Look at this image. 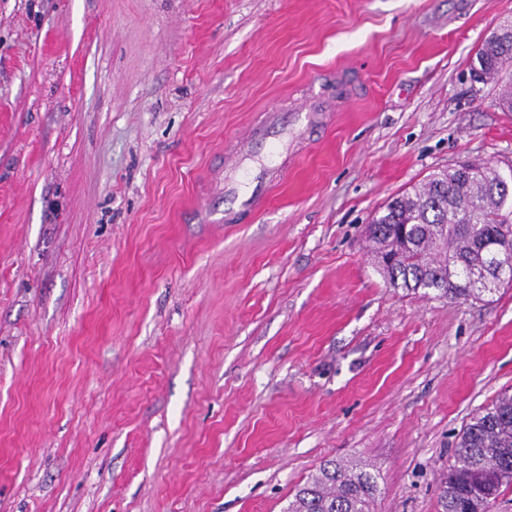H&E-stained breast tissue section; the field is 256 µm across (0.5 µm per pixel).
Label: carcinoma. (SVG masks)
Masks as SVG:
<instances>
[{"instance_id": "cac0c4a2", "label": "carcinoma", "mask_w": 512, "mask_h": 512, "mask_svg": "<svg viewBox=\"0 0 512 512\" xmlns=\"http://www.w3.org/2000/svg\"><path fill=\"white\" fill-rule=\"evenodd\" d=\"M483 81L512 66V20L482 44ZM380 272L396 286L434 289L450 301L479 300L495 289L472 276L484 271L512 286V168L489 163L439 170L383 207L366 228ZM380 469L328 460L296 491L287 512H371ZM512 485V394L503 393L467 423L441 487L440 512H490Z\"/></svg>"}]
</instances>
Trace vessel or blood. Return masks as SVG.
I'll return each instance as SVG.
<instances>
[{"mask_svg": "<svg viewBox=\"0 0 512 512\" xmlns=\"http://www.w3.org/2000/svg\"><path fill=\"white\" fill-rule=\"evenodd\" d=\"M308 128L305 122L284 123L275 109L267 112L263 120L252 128L246 144L236 150L232 163L224 170L226 194L240 200L238 208L225 210V223H239L245 215L261 208L270 189L279 183L288 169L289 149ZM270 145L278 149L279 164L266 165L259 161L263 150Z\"/></svg>", "mask_w": 512, "mask_h": 512, "instance_id": "vessel-or-blood-1", "label": "vessel or blood"}]
</instances>
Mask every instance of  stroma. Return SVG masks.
I'll return each mask as SVG.
<instances>
[{"mask_svg":"<svg viewBox=\"0 0 512 512\" xmlns=\"http://www.w3.org/2000/svg\"><path fill=\"white\" fill-rule=\"evenodd\" d=\"M512 0H0V512H285L326 460L439 512L512 390V287L390 286L364 239L435 170L512 164L474 82ZM344 73L265 207L224 148Z\"/></svg>","mask_w":512,"mask_h":512,"instance_id":"obj_1","label":"stroma"}]
</instances>
